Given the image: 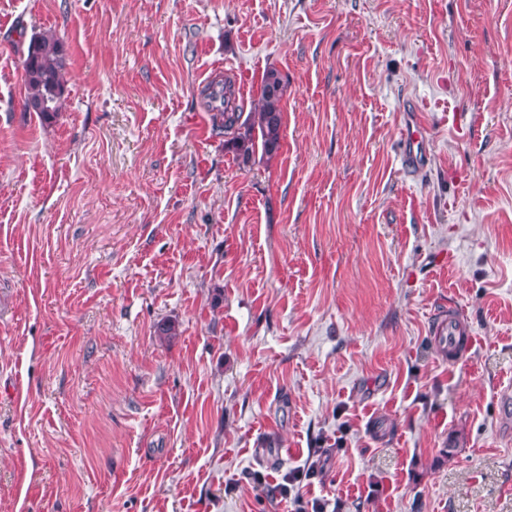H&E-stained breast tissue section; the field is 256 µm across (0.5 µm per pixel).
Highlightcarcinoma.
Returning <instances> with one entry per match:
<instances>
[{"mask_svg":"<svg viewBox=\"0 0 512 512\" xmlns=\"http://www.w3.org/2000/svg\"><path fill=\"white\" fill-rule=\"evenodd\" d=\"M25 108L48 120L58 115L66 84V53L56 34L47 30L31 37L23 60ZM287 79L275 68L263 75L258 106L243 116L236 103L234 84L229 79L215 81L206 88L211 110L217 112L218 130L231 136L229 143L236 154L250 159L257 146L273 153L282 138V100Z\"/></svg>","mask_w":512,"mask_h":512,"instance_id":"1","label":"carcinoma"}]
</instances>
